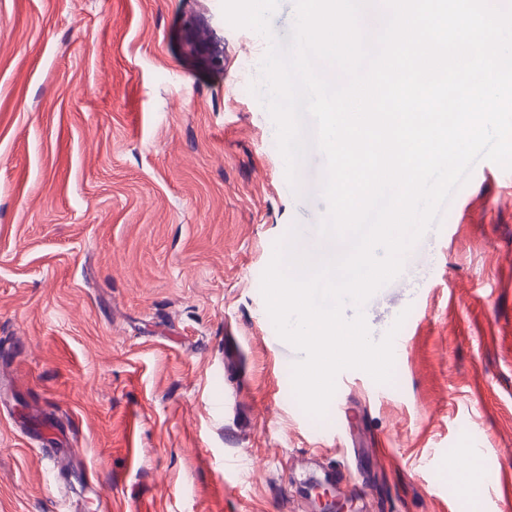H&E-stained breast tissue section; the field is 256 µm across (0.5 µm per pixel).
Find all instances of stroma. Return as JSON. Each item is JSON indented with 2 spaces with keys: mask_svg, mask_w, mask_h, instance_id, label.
I'll return each instance as SVG.
<instances>
[{
  "mask_svg": "<svg viewBox=\"0 0 512 512\" xmlns=\"http://www.w3.org/2000/svg\"><path fill=\"white\" fill-rule=\"evenodd\" d=\"M239 37L221 0H0V512H312L341 480L261 292L292 228L323 243V161L283 192ZM478 166L366 303L377 339L416 311L392 381L343 394L372 512H512V170ZM35 417L73 440L57 489ZM477 440L471 495L448 461Z\"/></svg>",
  "mask_w": 512,
  "mask_h": 512,
  "instance_id": "stroma-1",
  "label": "stroma"
}]
</instances>
